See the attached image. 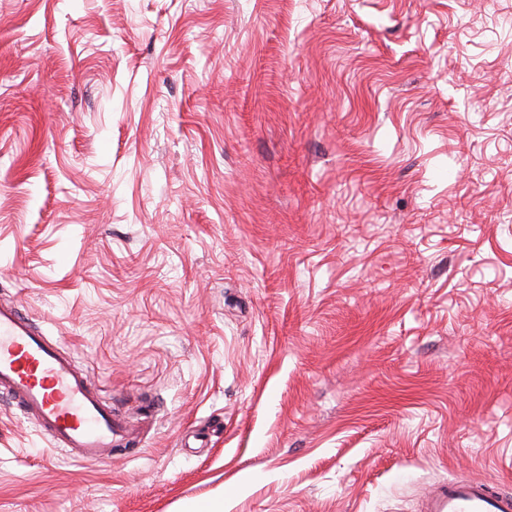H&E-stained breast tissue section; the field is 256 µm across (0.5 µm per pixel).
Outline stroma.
Instances as JSON below:
<instances>
[{
    "mask_svg": "<svg viewBox=\"0 0 512 512\" xmlns=\"http://www.w3.org/2000/svg\"><path fill=\"white\" fill-rule=\"evenodd\" d=\"M2 299L138 441L0 512L512 490V0H0Z\"/></svg>",
    "mask_w": 512,
    "mask_h": 512,
    "instance_id": "obj_1",
    "label": "stroma"
}]
</instances>
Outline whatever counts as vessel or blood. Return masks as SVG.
Returning <instances> with one entry per match:
<instances>
[{
    "label": "vessel or blood",
    "mask_w": 512,
    "mask_h": 512,
    "mask_svg": "<svg viewBox=\"0 0 512 512\" xmlns=\"http://www.w3.org/2000/svg\"><path fill=\"white\" fill-rule=\"evenodd\" d=\"M0 392L74 461L111 457L134 439L72 355L11 303L0 304ZM421 512H512V492L486 478L452 479L427 490Z\"/></svg>",
    "instance_id": "b4317fda"
}]
</instances>
